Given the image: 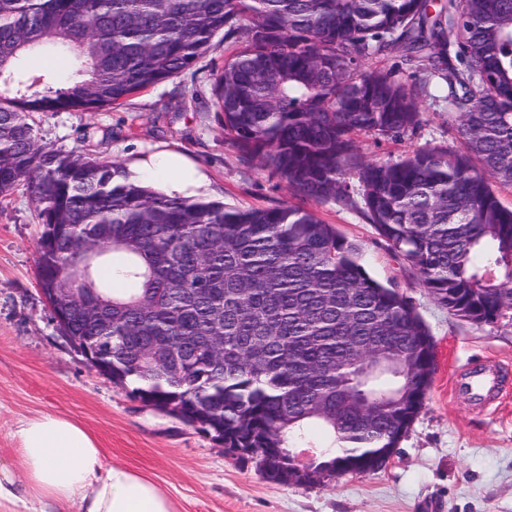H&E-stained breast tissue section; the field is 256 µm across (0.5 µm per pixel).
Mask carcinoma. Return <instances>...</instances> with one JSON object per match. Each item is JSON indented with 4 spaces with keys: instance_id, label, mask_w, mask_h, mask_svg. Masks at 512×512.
<instances>
[{
    "instance_id": "1",
    "label": "carcinoma",
    "mask_w": 512,
    "mask_h": 512,
    "mask_svg": "<svg viewBox=\"0 0 512 512\" xmlns=\"http://www.w3.org/2000/svg\"><path fill=\"white\" fill-rule=\"evenodd\" d=\"M242 48L214 78L224 131L247 157L312 203L360 208L453 315L493 323L512 311V0H0V196L34 204L43 288L94 253L112 301L93 337L119 384L180 419L207 417L224 447L270 459L326 436L317 471L382 468L422 408L435 344L410 300L372 278L359 246L311 208L228 209L169 197L117 161L39 142L36 113L116 107L192 68L217 35ZM402 53L446 87L460 146L364 159L354 138L413 134L412 86L364 61ZM71 55L63 87L28 69ZM170 344L161 367L144 348Z\"/></svg>"
}]
</instances>
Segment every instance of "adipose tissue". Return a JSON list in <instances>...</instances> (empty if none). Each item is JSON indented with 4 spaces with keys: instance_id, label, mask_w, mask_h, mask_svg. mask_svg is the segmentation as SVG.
<instances>
[{
    "instance_id": "ef3b65f1",
    "label": "adipose tissue",
    "mask_w": 512,
    "mask_h": 512,
    "mask_svg": "<svg viewBox=\"0 0 512 512\" xmlns=\"http://www.w3.org/2000/svg\"><path fill=\"white\" fill-rule=\"evenodd\" d=\"M132 180L193 199L209 181L183 155L161 151L129 167ZM18 461L0 462V512H175L167 494L128 467L109 463L94 437L75 421L51 413L20 424Z\"/></svg>"
}]
</instances>
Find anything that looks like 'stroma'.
Returning <instances> with one entry per match:
<instances>
[{
  "label": "stroma",
  "mask_w": 512,
  "mask_h": 512,
  "mask_svg": "<svg viewBox=\"0 0 512 512\" xmlns=\"http://www.w3.org/2000/svg\"><path fill=\"white\" fill-rule=\"evenodd\" d=\"M232 52L214 39L193 68L117 108L37 114V136L58 150H90L125 165L151 147L180 152L209 174V200L228 208L291 200L285 182L243 158L224 133L212 83ZM420 104L426 118L415 134L359 136L365 159L395 161L418 146L458 145L447 102L424 96ZM314 210L360 247L373 278L412 301L435 343L423 407L383 468L308 486L273 482L255 463L240 462L209 435L93 370L60 335L41 293V227L21 187L0 199V460L16 459L22 421L55 413L82 425L109 460L163 486L176 512H512V384L488 408L451 390L473 361L512 374V318L476 324L450 315L356 210L332 201Z\"/></svg>",
  "instance_id": "stroma-1"
}]
</instances>
